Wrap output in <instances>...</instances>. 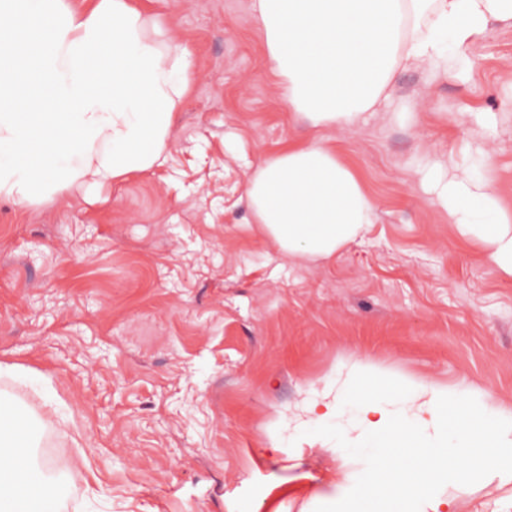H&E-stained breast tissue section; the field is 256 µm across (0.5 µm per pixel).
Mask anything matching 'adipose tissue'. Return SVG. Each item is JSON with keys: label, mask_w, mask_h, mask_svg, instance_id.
<instances>
[{"label": "adipose tissue", "mask_w": 512, "mask_h": 512, "mask_svg": "<svg viewBox=\"0 0 512 512\" xmlns=\"http://www.w3.org/2000/svg\"><path fill=\"white\" fill-rule=\"evenodd\" d=\"M264 64L294 120L316 130L411 118L399 72L455 76L512 0H252ZM188 48L130 0H0V197L36 203L160 166L193 78ZM425 190L481 258L512 277V203L455 156L417 161ZM253 220L290 260H327L376 218L377 204L335 145L291 141L252 167ZM348 424L375 448L350 512H456L437 482L490 471L512 481V422L455 389L351 370L303 409ZM32 423L0 398V512H62L49 463L31 460Z\"/></svg>", "instance_id": "obj_1"}]
</instances>
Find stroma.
Returning a JSON list of instances; mask_svg holds the SVG:
<instances>
[{"mask_svg":"<svg viewBox=\"0 0 512 512\" xmlns=\"http://www.w3.org/2000/svg\"><path fill=\"white\" fill-rule=\"evenodd\" d=\"M192 50L197 79L163 164L34 204L0 199V391L69 475L63 512H346L373 455L289 409L355 362L512 412V278L431 206L416 159L461 154L473 112H512V29L463 77L398 74L419 121L327 130L378 205L325 262H291L253 224L251 165L311 131L294 122L251 0H133ZM512 178V127L481 144ZM58 413L46 419L47 405ZM436 495L506 512L486 473Z\"/></svg>","mask_w":512,"mask_h":512,"instance_id":"obj_1","label":"stroma"}]
</instances>
